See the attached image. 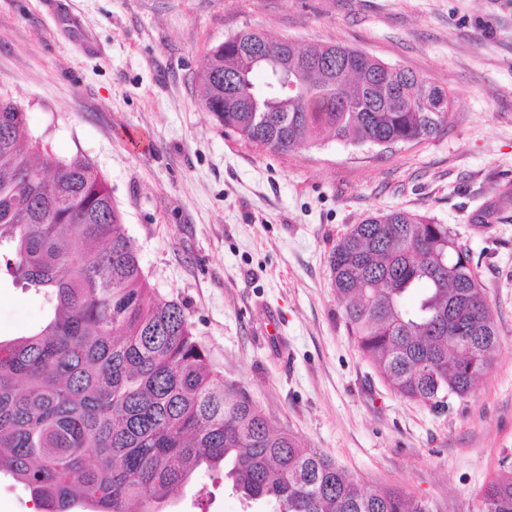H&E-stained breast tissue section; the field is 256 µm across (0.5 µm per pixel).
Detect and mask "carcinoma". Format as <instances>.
<instances>
[{"label": "carcinoma", "instance_id": "carcinoma-1", "mask_svg": "<svg viewBox=\"0 0 512 512\" xmlns=\"http://www.w3.org/2000/svg\"><path fill=\"white\" fill-rule=\"evenodd\" d=\"M282 78L304 91L284 94ZM200 80L224 132L276 153L330 138L420 142L453 109L447 90L410 70L338 44L286 49L253 30L211 49ZM330 271L358 348L404 399L444 409L501 348L467 253L433 217L368 216L337 241ZM2 282L48 306L30 334L0 339V472L39 512H163L203 467L279 512H432L399 490L362 489L273 432L211 368L182 307L149 287L94 165L50 153L20 105L0 97ZM480 512H512V466L486 485Z\"/></svg>", "mask_w": 512, "mask_h": 512}]
</instances>
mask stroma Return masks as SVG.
<instances>
[{
    "label": "stroma",
    "mask_w": 512,
    "mask_h": 512,
    "mask_svg": "<svg viewBox=\"0 0 512 512\" xmlns=\"http://www.w3.org/2000/svg\"><path fill=\"white\" fill-rule=\"evenodd\" d=\"M245 29L413 70L453 96L448 125L418 143L282 154L225 134L199 75ZM0 96L52 153L95 165L151 288L184 308L214 369L274 431L364 489L479 512L483 487L512 466V201L500 199L512 188V0H0ZM398 209L448 225L501 340L473 390L441 410L391 391L331 286L336 242ZM45 314L42 297L0 288L1 338ZM170 512L273 508L202 471Z\"/></svg>",
    "instance_id": "obj_1"
}]
</instances>
